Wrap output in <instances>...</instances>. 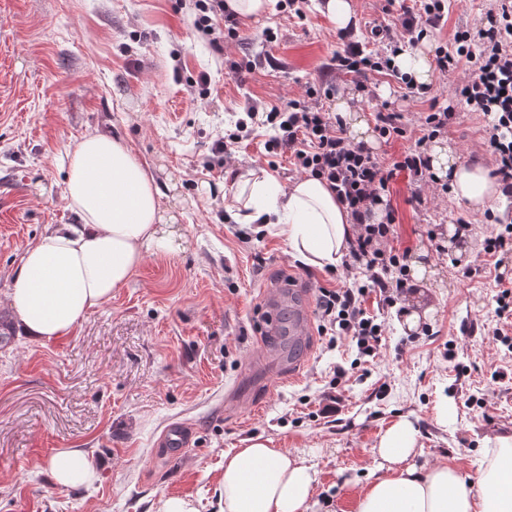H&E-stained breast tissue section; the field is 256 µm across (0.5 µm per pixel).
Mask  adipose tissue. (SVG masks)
Segmentation results:
<instances>
[{"instance_id": "obj_1", "label": "adipose tissue", "mask_w": 512, "mask_h": 512, "mask_svg": "<svg viewBox=\"0 0 512 512\" xmlns=\"http://www.w3.org/2000/svg\"><path fill=\"white\" fill-rule=\"evenodd\" d=\"M428 154L436 178L447 180L469 209L506 205L481 161L439 142ZM66 164L61 194L75 221L52 226L24 249L8 296L24 332L37 340L69 334L148 254L177 248L176 216L164 209L148 167L118 136L86 131ZM240 194L245 202L236 220L278 226L291 254L310 265L332 268L344 261L355 228L325 182L306 175L283 186L264 170H252ZM418 443L419 431L405 416L380 436L377 463L355 495L354 512H512V436L486 438L481 464L468 477L448 462L419 469L412 462ZM49 469L64 487L97 478L93 461L79 449L59 452ZM316 485L304 460L252 436L224 455L223 512H314Z\"/></svg>"}]
</instances>
